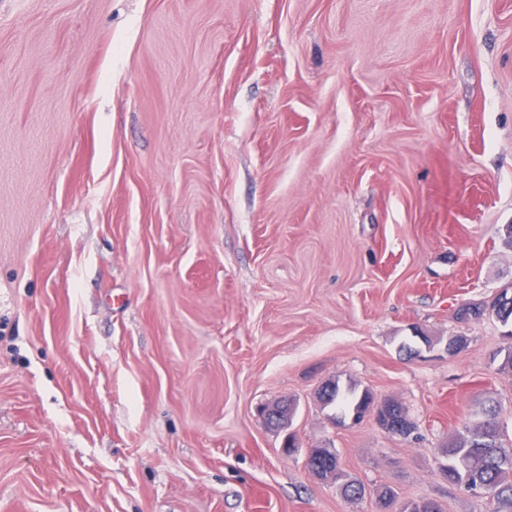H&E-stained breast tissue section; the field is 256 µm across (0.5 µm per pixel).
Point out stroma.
I'll return each instance as SVG.
<instances>
[{
	"label": "stroma",
	"mask_w": 512,
	"mask_h": 512,
	"mask_svg": "<svg viewBox=\"0 0 512 512\" xmlns=\"http://www.w3.org/2000/svg\"><path fill=\"white\" fill-rule=\"evenodd\" d=\"M509 285L512 0H0V512H489ZM512 286L503 288L496 299L488 306L484 302L470 303L459 309V315L462 319L469 317L478 318L485 314L488 308L491 309L496 318L504 325L512 326V293L509 294ZM385 414L386 417L383 421V429H385L386 432L404 439H408L415 433L417 427L415 423L408 418L405 409L400 403L386 401ZM482 410L443 448L446 463L441 473L449 485L474 496H490L496 505L493 512H512V448L507 451L502 443L499 407L492 404Z\"/></svg>",
	"instance_id": "obj_1"
}]
</instances>
